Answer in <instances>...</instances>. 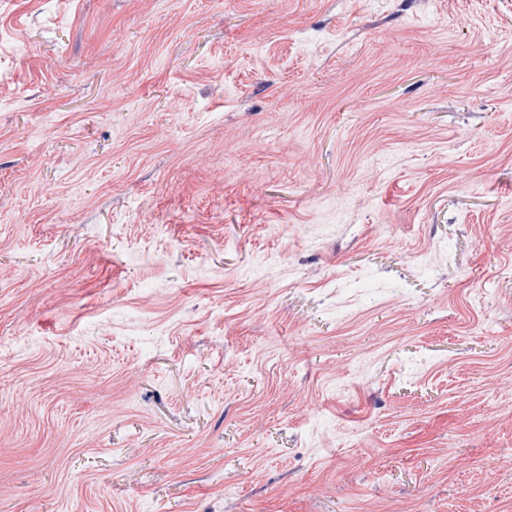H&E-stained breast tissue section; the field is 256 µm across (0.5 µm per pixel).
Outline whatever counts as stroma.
Wrapping results in <instances>:
<instances>
[{
    "mask_svg": "<svg viewBox=\"0 0 512 512\" xmlns=\"http://www.w3.org/2000/svg\"><path fill=\"white\" fill-rule=\"evenodd\" d=\"M0 512H512V0H0Z\"/></svg>",
    "mask_w": 512,
    "mask_h": 512,
    "instance_id": "1",
    "label": "stroma"
}]
</instances>
